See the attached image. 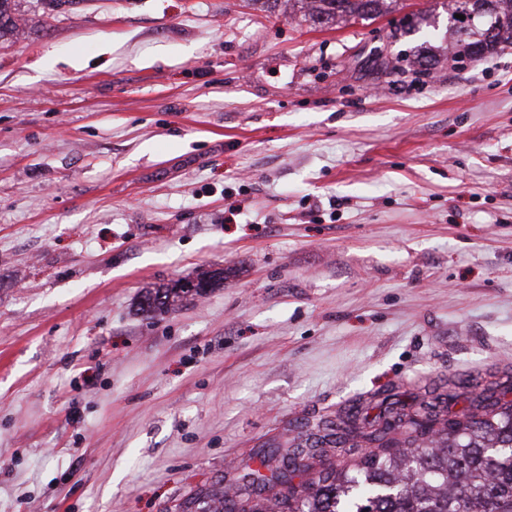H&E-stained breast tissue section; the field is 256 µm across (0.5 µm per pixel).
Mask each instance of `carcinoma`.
Masks as SVG:
<instances>
[{
    "instance_id": "carcinoma-1",
    "label": "carcinoma",
    "mask_w": 512,
    "mask_h": 512,
    "mask_svg": "<svg viewBox=\"0 0 512 512\" xmlns=\"http://www.w3.org/2000/svg\"><path fill=\"white\" fill-rule=\"evenodd\" d=\"M15 0H0V38L18 39L24 29L16 17ZM289 16L301 13L325 27L351 20H374L397 0H286ZM485 0H449L446 31L454 39L452 59L473 62L502 45H512V0H490L505 22L486 37L492 17L478 7ZM463 15L465 19L456 18ZM436 63L431 47L417 50L418 72ZM224 280V269L207 270L194 281L151 288L142 295L149 315L177 309ZM402 394L390 392L358 412L351 421L361 435L405 431L406 437L386 452H370L349 468L329 469L299 488L259 499L249 507L215 489L193 498L196 512H512V403L498 397L482 399L450 423L425 429L412 420ZM341 443L332 422L317 424L304 441L286 455L315 456Z\"/></svg>"
}]
</instances>
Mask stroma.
<instances>
[{
  "mask_svg": "<svg viewBox=\"0 0 512 512\" xmlns=\"http://www.w3.org/2000/svg\"><path fill=\"white\" fill-rule=\"evenodd\" d=\"M17 11L0 512L243 501L270 449L385 390L453 417L512 389V46L405 81L370 50L445 46L442 0L332 28L258 0ZM203 268L223 283L143 316L146 288Z\"/></svg>",
  "mask_w": 512,
  "mask_h": 512,
  "instance_id": "stroma-1",
  "label": "stroma"
}]
</instances>
